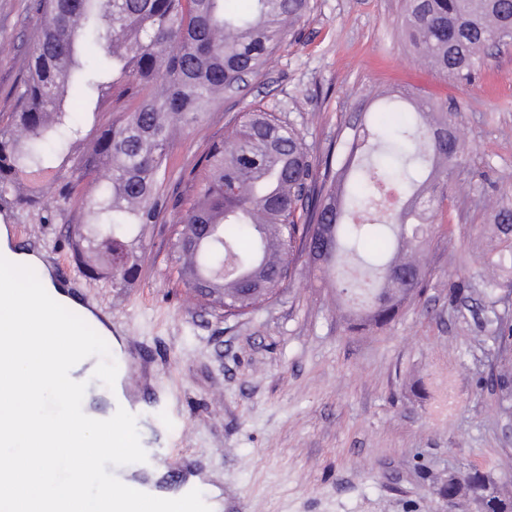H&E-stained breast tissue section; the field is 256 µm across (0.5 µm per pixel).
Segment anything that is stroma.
Instances as JSON below:
<instances>
[{"label":"stroma","mask_w":512,"mask_h":512,"mask_svg":"<svg viewBox=\"0 0 512 512\" xmlns=\"http://www.w3.org/2000/svg\"><path fill=\"white\" fill-rule=\"evenodd\" d=\"M28 4L0 0V89L27 63L3 42L33 24ZM403 15L404 0H311L271 64L207 113L204 133L175 143L170 208L136 244L137 277L121 288L83 282L131 358L122 367L127 399L151 388L180 401L179 420L126 414L119 426L138 441L159 428L172 466L195 461L203 485L223 487V512H448L439 488L449 471L512 477V412L489 384L497 368L489 338L512 326V310L489 292L512 271L488 264L501 247L492 204L512 191V45L491 50L476 79L459 83L416 62ZM386 88L454 107L462 143L436 218L453 233L426 250L422 298L381 330L349 332L334 288L303 258L290 286L252 313L227 319L204 306L179 280L172 242L181 178L210 138L260 106L293 124L318 161L339 132L374 117ZM11 236L52 269L76 271L65 216L21 221ZM460 274L465 290L450 296ZM108 338L72 330L102 400L111 366L99 349Z\"/></svg>","instance_id":"1"}]
</instances>
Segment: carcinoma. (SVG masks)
I'll list each match as a JSON object with an SVG mask.
<instances>
[{
  "label": "carcinoma",
  "mask_w": 512,
  "mask_h": 512,
  "mask_svg": "<svg viewBox=\"0 0 512 512\" xmlns=\"http://www.w3.org/2000/svg\"><path fill=\"white\" fill-rule=\"evenodd\" d=\"M32 0L40 16L19 43L28 63L5 93L0 120V223L50 222L55 203L71 211L80 269L122 286L137 277L134 241L168 209L171 146L185 128L203 127L225 90H242L282 43L310 0ZM406 33L415 59L468 82L481 54L512 43V0H409ZM76 90L91 120L67 102ZM410 109L387 133L352 129L343 150L329 146L319 168L300 133L273 112L256 110L214 139L188 178L191 195L176 225L177 273L224 316L254 311L287 287L302 255L333 277L344 252L363 259L340 290L352 301L347 328L366 333L392 322L420 297L428 271L406 258L431 235L427 214L441 206L461 149L447 106L399 91L384 110ZM124 115L112 119L114 108ZM400 195L382 222L363 213L382 191ZM500 241L491 264H512V196L495 214ZM501 401L512 400V332L490 337ZM467 493H484L488 471L467 469ZM490 512H512L499 482Z\"/></svg>",
  "instance_id": "carcinoma-1"
}]
</instances>
